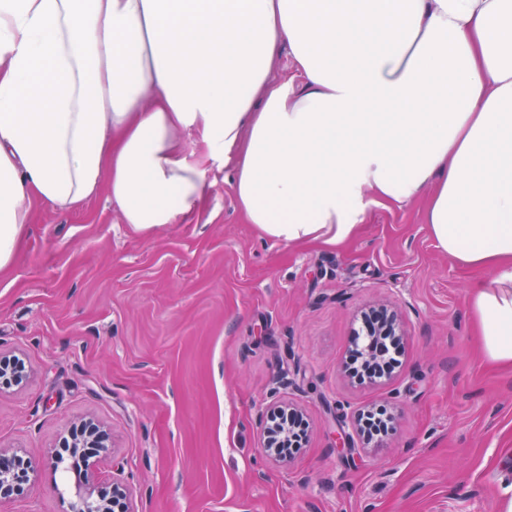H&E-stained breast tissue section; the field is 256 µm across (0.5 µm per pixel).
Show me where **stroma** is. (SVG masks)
Wrapping results in <instances>:
<instances>
[{"label": "stroma", "instance_id": "stroma-1", "mask_svg": "<svg viewBox=\"0 0 512 512\" xmlns=\"http://www.w3.org/2000/svg\"><path fill=\"white\" fill-rule=\"evenodd\" d=\"M225 172L203 206L145 239L106 191L81 206L31 205L0 273V448L21 450L30 486L0 512H70L73 473L56 457L85 422L105 449L87 472L127 486L131 512H498L512 485V367L485 360L468 288L487 269L452 265L424 203L372 205L356 236L284 245L247 224ZM397 310L395 370H346L362 315ZM389 407L395 430L336 449L359 413ZM297 408L302 448L279 463L262 414Z\"/></svg>", "mask_w": 512, "mask_h": 512}]
</instances>
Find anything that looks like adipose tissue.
Instances as JSON below:
<instances>
[{"mask_svg":"<svg viewBox=\"0 0 512 512\" xmlns=\"http://www.w3.org/2000/svg\"><path fill=\"white\" fill-rule=\"evenodd\" d=\"M212 165L288 245L425 199L449 262L494 271L469 305L512 366V0H0V272L32 201L104 186L151 238L198 211Z\"/></svg>","mask_w":512,"mask_h":512,"instance_id":"obj_1","label":"adipose tissue"}]
</instances>
